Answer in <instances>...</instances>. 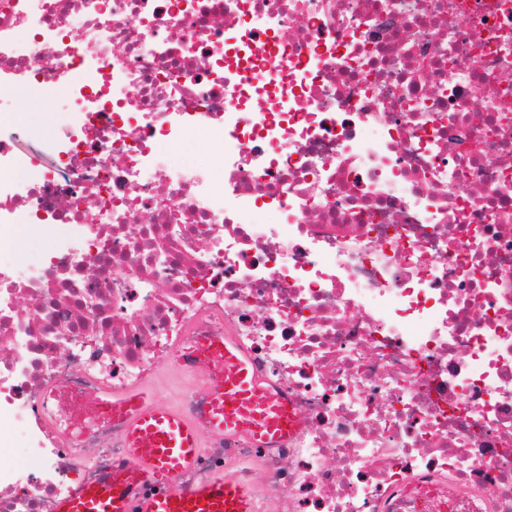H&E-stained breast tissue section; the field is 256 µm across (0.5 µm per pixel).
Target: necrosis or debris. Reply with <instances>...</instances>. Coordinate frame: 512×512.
Instances as JSON below:
<instances>
[{
  "mask_svg": "<svg viewBox=\"0 0 512 512\" xmlns=\"http://www.w3.org/2000/svg\"><path fill=\"white\" fill-rule=\"evenodd\" d=\"M0 512L118 454L109 415L229 336L302 425L210 444L264 512H512V0H0ZM224 141V190L175 150ZM0 97L6 98L4 111L0 112V121H2V129L5 131L23 132L27 129L34 130L42 125L49 118V114L43 118L29 117L24 118L20 113L30 116L35 111L30 106L38 102L32 101L28 94L20 88H4L0 87ZM26 103L29 109L26 111ZM2 113V114H1Z\"/></svg>",
  "mask_w": 512,
  "mask_h": 512,
  "instance_id": "1",
  "label": "necrosis or debris"
}]
</instances>
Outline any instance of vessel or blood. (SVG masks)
Listing matches in <instances>:
<instances>
[{"mask_svg":"<svg viewBox=\"0 0 512 512\" xmlns=\"http://www.w3.org/2000/svg\"><path fill=\"white\" fill-rule=\"evenodd\" d=\"M184 368L204 379L191 408L158 400L143 386L112 405L122 427V451L98 482L58 499L53 512H261L252 487L223 468L211 469L187 489L175 480L195 472L208 443L246 438L275 448L300 428L288 396L261 377L248 352L226 336L198 339Z\"/></svg>","mask_w":512,"mask_h":512,"instance_id":"vessel-or-blood-1","label":"vessel or blood"}]
</instances>
